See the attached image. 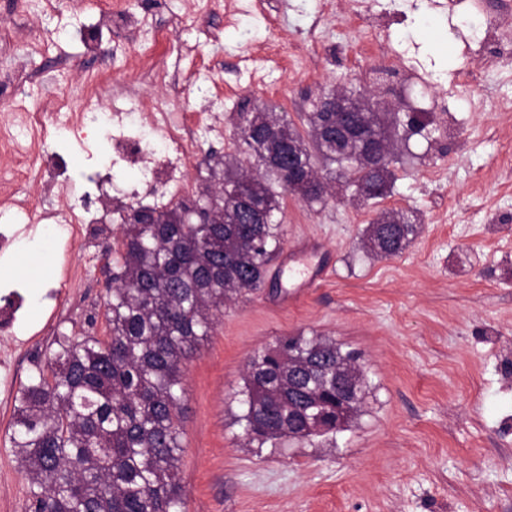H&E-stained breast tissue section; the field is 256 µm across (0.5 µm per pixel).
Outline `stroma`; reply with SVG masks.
<instances>
[{"label":"stroma","instance_id":"35a3bbf8","mask_svg":"<svg viewBox=\"0 0 512 512\" xmlns=\"http://www.w3.org/2000/svg\"><path fill=\"white\" fill-rule=\"evenodd\" d=\"M105 0H0V126L26 113L53 119L60 101L84 102L86 78L112 73L111 102L127 105L121 75L141 56L169 72H199L180 88L188 110L209 104L223 138L202 140L188 177H207L213 156L235 151L230 113L276 108L297 129L337 81L385 87L400 111L439 108L435 140L412 138L393 169L387 209H418L422 231L399 256L359 247L374 212L346 199L322 211L283 198L287 242L324 244L329 271L299 305L275 310L284 281L270 272L249 299L227 304L185 361L179 469L185 512H512V62L484 61L468 15L500 20L512 41V0H340L315 22L314 0H273L268 21L254 0H163L133 40L113 36ZM366 8L390 27L347 29L339 15ZM95 32L107 63L89 56ZM320 44L308 71L269 61L276 41ZM374 45L366 53L365 45ZM80 265V288L61 319L29 300L31 347L17 348L9 382L19 388L55 336L95 330L107 278L102 251L44 243L15 251L0 284L43 288ZM95 327H88L90 315ZM335 338L356 351L368 387L362 412L335 436L247 444L240 416L245 364L285 336ZM14 406L0 403V512H27L28 479L11 452Z\"/></svg>","mask_w":512,"mask_h":512}]
</instances>
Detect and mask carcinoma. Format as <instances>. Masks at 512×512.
<instances>
[{
	"mask_svg": "<svg viewBox=\"0 0 512 512\" xmlns=\"http://www.w3.org/2000/svg\"><path fill=\"white\" fill-rule=\"evenodd\" d=\"M332 113H306L305 133L278 112L240 110L232 117L237 154L221 156V183L198 199L218 216L202 224L188 205L139 206L123 219L120 248L103 307L108 338L65 333L19 389L12 451L29 477L28 512H183L178 470V410L184 361L211 335L224 305L265 286L282 253L281 197L324 209L346 191L373 207L391 194L398 144L439 131L426 112H365L379 137L373 150L328 135ZM293 147L303 175L288 179L281 154ZM155 217L163 224H147ZM414 211L379 209L360 239L381 258L400 255L419 234ZM357 356L324 336H287L251 356L241 404L248 443L312 436L322 415L336 433V398H349V421L364 393L348 397Z\"/></svg>",
	"mask_w": 512,
	"mask_h": 512,
	"instance_id": "carcinoma-1",
	"label": "carcinoma"
}]
</instances>
